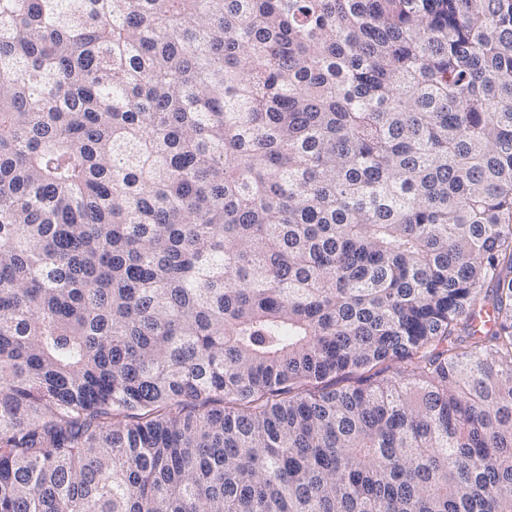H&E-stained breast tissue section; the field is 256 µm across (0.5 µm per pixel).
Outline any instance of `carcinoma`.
Wrapping results in <instances>:
<instances>
[{"label": "carcinoma", "instance_id": "obj_1", "mask_svg": "<svg viewBox=\"0 0 512 512\" xmlns=\"http://www.w3.org/2000/svg\"><path fill=\"white\" fill-rule=\"evenodd\" d=\"M0 512H512V0H0Z\"/></svg>", "mask_w": 512, "mask_h": 512}]
</instances>
